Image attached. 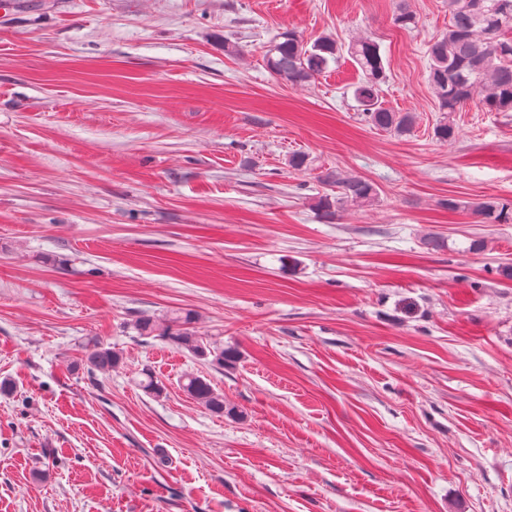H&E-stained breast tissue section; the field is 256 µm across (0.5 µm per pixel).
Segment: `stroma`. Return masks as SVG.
<instances>
[{
    "mask_svg": "<svg viewBox=\"0 0 512 512\" xmlns=\"http://www.w3.org/2000/svg\"><path fill=\"white\" fill-rule=\"evenodd\" d=\"M287 29L373 38L379 98L413 131L368 125L349 53L276 78L264 53ZM447 29V0H17L0 16V512H512V222L443 205L512 202V112L471 102L453 141L434 138L429 45ZM329 172L377 199L325 218ZM184 310L236 363L130 327ZM91 338L122 356L97 385ZM145 368L162 396L138 387ZM182 390L212 414L222 416L230 412L224 406V397L217 393L206 379L187 374L181 382Z\"/></svg>",
    "mask_w": 512,
    "mask_h": 512,
    "instance_id": "obj_1",
    "label": "stroma"
}]
</instances>
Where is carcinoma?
<instances>
[{
  "label": "carcinoma",
  "mask_w": 512,
  "mask_h": 512,
  "mask_svg": "<svg viewBox=\"0 0 512 512\" xmlns=\"http://www.w3.org/2000/svg\"><path fill=\"white\" fill-rule=\"evenodd\" d=\"M448 32L430 47L429 83L441 112H456L476 99L488 112H512V0H448ZM342 52V46L329 36L307 40L294 30L281 33V40L266 50L273 75L291 84L307 83L328 69ZM348 53L365 73L355 87L354 97L364 116L374 127L399 135L410 133L415 125L411 112H397L379 101V85L384 66L379 45L368 38L348 45ZM324 182L336 187V204L362 205L377 197L376 186L360 176L328 174ZM330 198L320 200L325 216H331ZM450 210L466 211L478 224H504L512 221V203L487 197L480 202L458 198L446 200ZM190 312H172L162 318L142 314L132 327L140 336H153L199 357L211 355L219 366L236 360L232 348L198 335ZM122 361L121 355L98 342L85 345L84 365L88 374L108 375ZM138 385L159 396L165 386L151 371L141 372ZM182 390L209 412L222 416L234 412L224 406V396L206 379L187 374Z\"/></svg>",
  "instance_id": "cac0c4a2"
}]
</instances>
